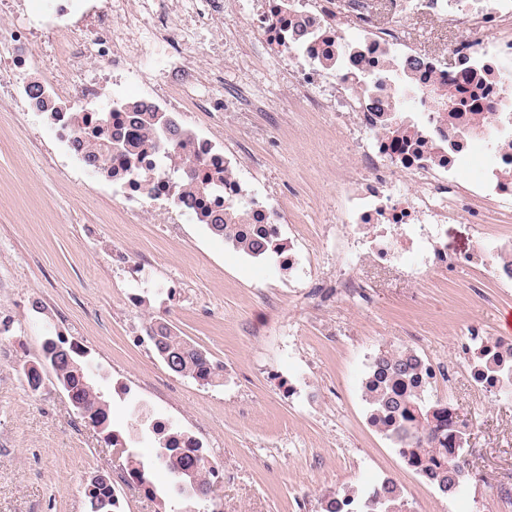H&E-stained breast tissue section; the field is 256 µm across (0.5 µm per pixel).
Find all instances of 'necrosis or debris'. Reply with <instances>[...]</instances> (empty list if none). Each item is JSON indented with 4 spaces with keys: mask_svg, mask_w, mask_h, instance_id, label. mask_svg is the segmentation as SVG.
Masks as SVG:
<instances>
[{
    "mask_svg": "<svg viewBox=\"0 0 512 512\" xmlns=\"http://www.w3.org/2000/svg\"><path fill=\"white\" fill-rule=\"evenodd\" d=\"M58 0L49 12L7 27V66L0 71V104L28 98L31 51L40 39L69 57L70 74L49 85L52 93L74 96L80 111L52 116V140L78 168L105 175L123 209L152 224L174 223L175 213L198 214L205 206L236 212L266 239L281 236L286 216L271 195L249 191L236 159L217 146L212 132L188 124L199 112H236L238 101L217 96L189 97L202 82L199 57L224 65L226 39L258 38L261 48L283 56V98L309 112L336 113L351 130L349 148L359 161L358 177L347 194V223L369 243V255L390 264L411 255L419 268H438L446 256L415 248L428 224L447 223L454 207L457 177L472 160L480 176L471 192L512 202V34L489 42L485 30L512 19V0H391L397 24L377 26L366 0H249V28L232 23L240 0H191L182 25H168V0ZM417 14L456 31L449 51L421 50L400 21ZM213 30L205 46L185 38L186 26ZM160 27L156 45L136 46L125 35L132 27ZM176 51L175 62L159 65L140 102L185 121L180 135L157 132L146 138L135 163L117 150H103L88 162L90 134L99 114L101 86L112 82L110 129L133 138L138 130L127 110L122 82L128 63L154 62L156 47ZM454 55L447 64L446 55ZM408 115L413 139L391 131L388 114ZM191 175L207 194H185L180 174ZM182 195L177 211L162 201Z\"/></svg>",
    "mask_w": 512,
    "mask_h": 512,
    "instance_id": "necrosis-or-debris-1",
    "label": "necrosis or debris"
}]
</instances>
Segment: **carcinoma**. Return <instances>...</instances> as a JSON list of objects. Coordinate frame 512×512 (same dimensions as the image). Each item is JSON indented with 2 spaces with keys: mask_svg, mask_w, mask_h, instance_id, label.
Instances as JSON below:
<instances>
[{
  "mask_svg": "<svg viewBox=\"0 0 512 512\" xmlns=\"http://www.w3.org/2000/svg\"><path fill=\"white\" fill-rule=\"evenodd\" d=\"M140 131L150 135L171 127V121L163 112H139L136 115ZM211 232L231 243L236 249L254 257L279 251L272 241L255 238L235 223V217L226 213L214 212L207 217ZM146 332L160 336L154 344L157 352L165 351L173 362L171 371L177 375L201 379L211 385L220 376L223 367L213 362L209 356L187 341L174 327L166 322L152 321ZM425 362L410 349L399 351L381 350L374 357L370 372L363 383L364 401L368 408V420L376 430L389 440L394 447L412 448L408 466L421 471L422 476L444 494L454 493L465 482L468 461L465 455L467 437H462V448L456 460L449 462L437 455L436 434L425 429V424L437 416V402L432 399L429 385L419 382ZM55 373L69 380L74 399L89 419L102 426L101 432L114 436L115 429L108 421V404L103 395L93 385L82 384L76 370L69 368L62 360L53 365ZM156 457L150 462H142L126 450L128 475L145 487L147 494L157 496L152 483V469L160 467L173 479L198 465L206 450L198 445L194 448H175L172 441L160 436ZM383 497L372 501L370 512H402V497L399 487L387 481L382 487ZM87 512H120V504L114 499L110 488L103 482L89 481L86 491Z\"/></svg>",
  "mask_w": 512,
  "mask_h": 512,
  "instance_id": "1",
  "label": "carcinoma"
}]
</instances>
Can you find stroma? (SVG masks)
Here are the masks:
<instances>
[{
	"label": "stroma",
	"instance_id": "obj_1",
	"mask_svg": "<svg viewBox=\"0 0 512 512\" xmlns=\"http://www.w3.org/2000/svg\"><path fill=\"white\" fill-rule=\"evenodd\" d=\"M225 51L223 80L198 94L256 85L268 101L279 99L285 64L276 52L237 43ZM196 118L242 153L252 189L282 204V237L301 258L297 268L247 256L190 217L142 223L99 177L54 164L47 115L0 110V313L12 320L0 329V512H86V485L104 471L121 512H322L325 497L386 480L401 487L406 512H512L498 492L512 473V397L456 375L450 396L471 425L474 478L455 496L403 462L369 424L362 397L371 360L390 341L443 363L470 329L512 333L504 325L512 285L469 260L481 241L512 243V206L472 196V173H460L456 214L432 242L455 264L418 274L399 261L371 264L342 221L357 161L335 116ZM134 262L145 280L127 273ZM347 267L358 281L348 293L339 286ZM134 296L142 309L132 308ZM152 319L167 320L220 364L219 379L203 386L171 372L145 333ZM56 334L87 350L114 428L125 429L143 402L199 438L217 470L206 497L170 494L159 468V494L148 496L63 390L27 386L24 367Z\"/></svg>",
	"mask_w": 512,
	"mask_h": 512
}]
</instances>
